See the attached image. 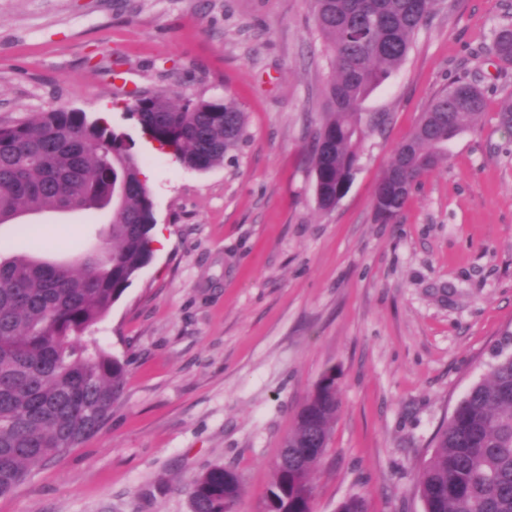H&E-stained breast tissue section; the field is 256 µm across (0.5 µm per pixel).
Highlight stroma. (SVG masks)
I'll return each mask as SVG.
<instances>
[{
  "label": "stroma",
  "instance_id": "obj_1",
  "mask_svg": "<svg viewBox=\"0 0 512 512\" xmlns=\"http://www.w3.org/2000/svg\"><path fill=\"white\" fill-rule=\"evenodd\" d=\"M312 0H0V127L55 107L128 133L162 234L99 324L128 364L102 429L32 468L0 512H190L221 464L239 512H263L272 465L322 374L341 402L313 477L314 512L358 496L423 512L435 436L498 352L512 353V66L491 51L512 0H439L401 67L362 105L345 196L318 205L307 158L332 68ZM458 80L487 108L393 223L373 192L432 97ZM136 90L223 97L247 138L184 167L124 105ZM52 242L98 246L80 212L24 216Z\"/></svg>",
  "mask_w": 512,
  "mask_h": 512
}]
</instances>
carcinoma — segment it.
Masks as SVG:
<instances>
[{"instance_id": "carcinoma-1", "label": "carcinoma", "mask_w": 512, "mask_h": 512, "mask_svg": "<svg viewBox=\"0 0 512 512\" xmlns=\"http://www.w3.org/2000/svg\"><path fill=\"white\" fill-rule=\"evenodd\" d=\"M331 52L325 117L308 158L326 210L344 195L364 135L361 105L405 61L437 0H313ZM496 58L512 64V24L494 33ZM487 107L482 90L457 81L438 94L376 185L375 220L389 224L415 184L448 161V142ZM142 134L183 166L207 171L246 137L231 99L144 91L125 105ZM133 139L108 120L64 107L0 127V226L47 210L110 212L96 250L69 261L0 258V496L29 467L97 434L120 399L127 363L97 343V325L152 259L156 219ZM340 411L336 371L320 378L283 440L264 512H313L311 475ZM192 512H237L241 480L222 465L188 487ZM425 512H512V355L474 384L437 436L420 474Z\"/></svg>"}]
</instances>
